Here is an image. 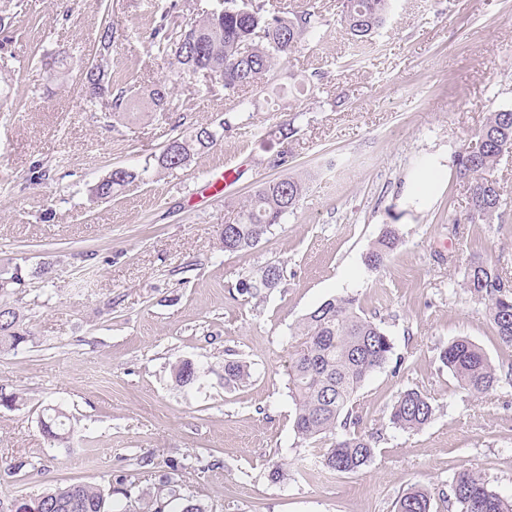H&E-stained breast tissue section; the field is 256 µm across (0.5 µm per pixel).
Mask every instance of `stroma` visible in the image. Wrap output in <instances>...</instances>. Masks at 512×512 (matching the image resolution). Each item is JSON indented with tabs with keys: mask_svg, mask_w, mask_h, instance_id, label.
Returning a JSON list of instances; mask_svg holds the SVG:
<instances>
[{
	"mask_svg": "<svg viewBox=\"0 0 512 512\" xmlns=\"http://www.w3.org/2000/svg\"><path fill=\"white\" fill-rule=\"evenodd\" d=\"M0 0V268L50 263L17 308L32 335L0 352V512L49 489L112 490L120 512H147L163 474L209 512H395L411 488L432 512H459L451 494L464 470L512 499V382L474 396L440 362L450 342L479 346L498 372L512 367L484 305L461 288L470 261L512 275V153L494 172L505 201L493 223L472 219L455 159L475 144L490 112L512 109V0H395L387 24L358 53L338 22L344 0H311L324 18L267 83L243 91L200 76L173 89L176 109L113 122L107 100L88 103L76 80L52 79L43 55L88 58L100 0ZM112 80L149 86L171 75L150 42L158 0H110ZM230 119L223 139L185 168L162 171L100 201L93 186L114 167L159 155L175 121L191 128ZM295 132H277L282 123ZM45 178H34V170ZM233 171L214 193L206 177ZM439 179L426 196L424 176ZM298 176L304 195L286 223L239 252L220 248L222 226L258 184ZM401 241L380 268L365 256L384 225ZM281 262L277 288L251 297L239 282ZM358 297L392 350L353 404L376 452L354 473L319 466L295 434L288 361L295 326L323 301ZM202 378L176 385L173 368ZM251 377L226 386L224 363ZM417 389L435 414L419 430L389 422L399 395ZM70 419L74 439L50 445L44 408ZM282 476H269L272 466Z\"/></svg>",
	"mask_w": 512,
	"mask_h": 512,
	"instance_id": "stroma-1",
	"label": "stroma"
}]
</instances>
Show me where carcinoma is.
<instances>
[{
  "instance_id": "carcinoma-1",
  "label": "carcinoma",
  "mask_w": 512,
  "mask_h": 512,
  "mask_svg": "<svg viewBox=\"0 0 512 512\" xmlns=\"http://www.w3.org/2000/svg\"><path fill=\"white\" fill-rule=\"evenodd\" d=\"M393 0H346L340 22L356 39L370 37L383 28ZM322 15L309 7L288 12L277 9L271 0H218L214 9L187 24H175L164 13L150 39L158 50L175 59L173 79L160 81L149 89L114 86L112 74L81 72V88L92 98L111 100L112 118L122 120L154 112H169L172 106V81L187 76H202L223 83L229 98L262 83L287 58L306 36L322 25ZM114 39L112 20L101 22L95 38L94 55L109 56ZM228 121L216 126H197L171 137L155 168L175 170L192 162L195 156L211 149L224 132ZM479 148L458 155L457 177L466 180L473 191V210L487 223L499 216L503 198L494 170L501 158L512 152V110L490 113L481 131ZM150 165L142 168L116 167L93 188L98 199H112L131 184L147 183ZM305 190L300 178L276 177L262 181L237 205L236 222L224 225L219 234L221 249L240 251L256 245L276 224L294 213ZM400 242L398 229L385 225L382 235L366 256L371 269L382 266ZM44 270L14 267L0 277V298L16 294L27 278L41 276ZM284 266L270 263L260 272L239 282L241 294L253 296L264 288L263 276L274 283L282 281ZM506 272L482 261L466 270L462 286L485 305V316L500 339L512 345V289L502 288ZM17 308L0 303V350H16L29 340ZM291 353L289 390L296 405L294 431L304 441L326 439L335 434L338 423L353 424V400L365 379L386 363L391 343L379 323L362 314L358 298L351 295L322 302L298 323ZM440 361L459 386L471 394H485L502 375L483 350L466 340H455L439 355ZM173 374L184 387L198 379V368L189 361L176 364ZM250 378L248 365L240 361L224 363V384L238 385ZM435 414L431 399L419 390H407L392 406L389 421L402 430H419ZM68 417L54 408L43 424L52 440L71 436ZM375 448L364 435L347 429L338 439L321 449L320 464L330 472L352 473L365 466ZM451 492L460 512H512V500L502 498L477 473L462 471L454 479ZM16 512H114L110 495L86 484L54 488L32 503L21 502ZM396 512H432L428 492L414 488L396 501Z\"/></svg>"
}]
</instances>
